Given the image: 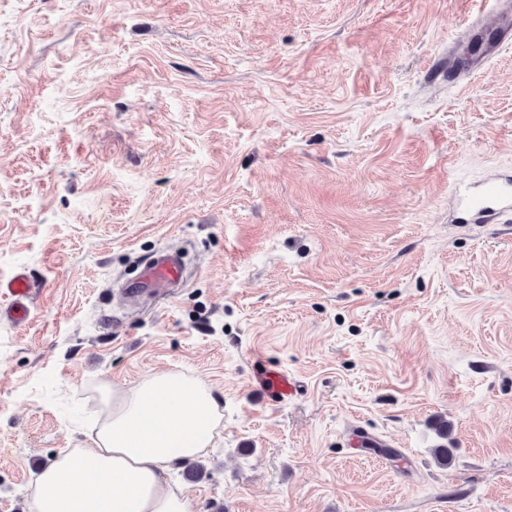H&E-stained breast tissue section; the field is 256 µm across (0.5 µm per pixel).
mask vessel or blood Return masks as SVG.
<instances>
[{
  "instance_id": "vessel-or-blood-1",
  "label": "vessel or blood",
  "mask_w": 512,
  "mask_h": 512,
  "mask_svg": "<svg viewBox=\"0 0 512 512\" xmlns=\"http://www.w3.org/2000/svg\"><path fill=\"white\" fill-rule=\"evenodd\" d=\"M512 43V20L502 19L499 37L484 57L476 59L470 75L481 73L489 60L494 59L505 45ZM456 202L466 215L469 224H506L512 222V177L488 174L487 177ZM187 279L186 267L178 254L160 250L142 266L139 274L123 286L127 299L148 300L157 305L169 301L177 294ZM0 294L9 298L8 315L17 322L26 320L32 285L24 274H15L0 283ZM256 380L261 389L276 397H291L298 390L297 382L282 373L258 370Z\"/></svg>"
}]
</instances>
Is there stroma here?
<instances>
[{
  "label": "stroma",
  "instance_id": "1",
  "mask_svg": "<svg viewBox=\"0 0 512 512\" xmlns=\"http://www.w3.org/2000/svg\"><path fill=\"white\" fill-rule=\"evenodd\" d=\"M476 0H0V512L89 445L100 387L201 379L190 512H512V47L457 77ZM178 297L116 314L162 248ZM299 385L278 400L256 366ZM448 424L447 440L434 425ZM446 443L447 465L434 448ZM467 224H506L512 219V177L490 173L456 198ZM1 293L10 299L7 314L15 321L22 322L28 316V302L32 296V285L26 275L17 273L7 281L0 282Z\"/></svg>",
  "mask_w": 512,
  "mask_h": 512
}]
</instances>
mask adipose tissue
<instances>
[{
  "label": "adipose tissue",
  "instance_id": "adipose-tissue-1",
  "mask_svg": "<svg viewBox=\"0 0 512 512\" xmlns=\"http://www.w3.org/2000/svg\"><path fill=\"white\" fill-rule=\"evenodd\" d=\"M101 402L92 445L42 469L32 512H189L186 496L167 485L164 473L211 444L218 412L209 388L158 372L126 390L102 386Z\"/></svg>",
  "mask_w": 512,
  "mask_h": 512
}]
</instances>
